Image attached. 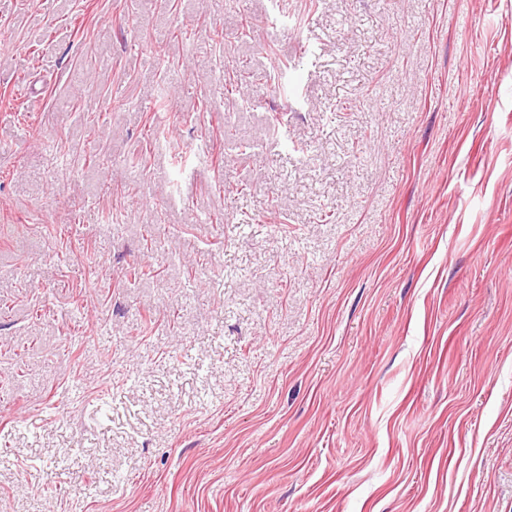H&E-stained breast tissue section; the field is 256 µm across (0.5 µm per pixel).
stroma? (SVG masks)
Returning a JSON list of instances; mask_svg holds the SVG:
<instances>
[{
  "mask_svg": "<svg viewBox=\"0 0 512 512\" xmlns=\"http://www.w3.org/2000/svg\"><path fill=\"white\" fill-rule=\"evenodd\" d=\"M0 512H512V0H0Z\"/></svg>",
  "mask_w": 512,
  "mask_h": 512,
  "instance_id": "obj_1",
  "label": "stroma"
}]
</instances>
